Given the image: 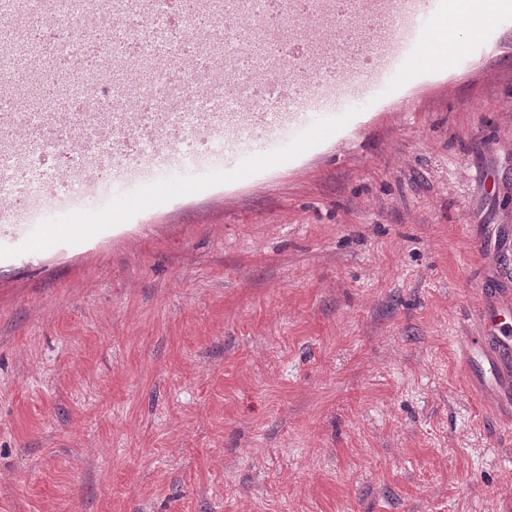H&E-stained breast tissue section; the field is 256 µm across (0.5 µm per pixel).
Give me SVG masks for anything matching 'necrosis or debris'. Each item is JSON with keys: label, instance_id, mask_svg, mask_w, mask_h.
Segmentation results:
<instances>
[{"label": "necrosis or debris", "instance_id": "1", "mask_svg": "<svg viewBox=\"0 0 512 512\" xmlns=\"http://www.w3.org/2000/svg\"><path fill=\"white\" fill-rule=\"evenodd\" d=\"M57 14L42 29L60 44L83 43L84 66L61 65L57 77L68 112L56 114L65 127L63 144L27 142L28 108L0 114V154L12 159L6 189L0 190V224L42 214L44 208H79L88 195L112 201V168L142 174L150 156L171 149L192 162L214 154L227 136L224 122L200 112L206 96L249 115L273 102L306 103L334 81L362 75L384 44L367 36L377 0H173L155 13H133L120 0H56ZM126 32L115 42L104 31ZM169 41L171 64L154 61L143 31ZM362 38L361 56L341 66L326 63L341 37ZM113 147L112 156L80 160L84 144Z\"/></svg>", "mask_w": 512, "mask_h": 512}]
</instances>
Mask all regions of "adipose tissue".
<instances>
[{"label": "adipose tissue", "mask_w": 512, "mask_h": 512, "mask_svg": "<svg viewBox=\"0 0 512 512\" xmlns=\"http://www.w3.org/2000/svg\"><path fill=\"white\" fill-rule=\"evenodd\" d=\"M511 9L512 0H449L447 14L431 23L433 39L410 62V69L444 68L456 53L461 34L481 32L495 16Z\"/></svg>", "instance_id": "ef3b65f1"}]
</instances>
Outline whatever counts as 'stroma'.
Segmentation results:
<instances>
[{
  "instance_id": "35a3bbf8",
  "label": "stroma",
  "mask_w": 512,
  "mask_h": 512,
  "mask_svg": "<svg viewBox=\"0 0 512 512\" xmlns=\"http://www.w3.org/2000/svg\"><path fill=\"white\" fill-rule=\"evenodd\" d=\"M263 176L0 253V512H512V11ZM512 319V301L499 299L481 313L482 336H473L465 349L468 373H478L492 386L512 391V332L506 320Z\"/></svg>"
}]
</instances>
